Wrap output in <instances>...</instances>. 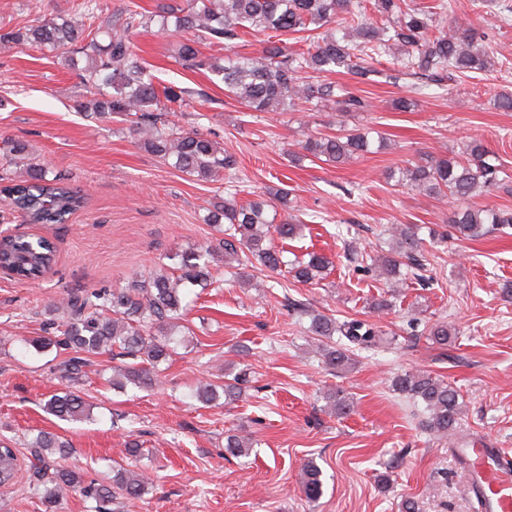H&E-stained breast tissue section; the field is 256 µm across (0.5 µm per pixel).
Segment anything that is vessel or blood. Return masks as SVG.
Listing matches in <instances>:
<instances>
[{"mask_svg":"<svg viewBox=\"0 0 512 512\" xmlns=\"http://www.w3.org/2000/svg\"><path fill=\"white\" fill-rule=\"evenodd\" d=\"M453 455L468 480L477 512H512V454L465 442Z\"/></svg>","mask_w":512,"mask_h":512,"instance_id":"b4317fda","label":"vessel or blood"}]
</instances>
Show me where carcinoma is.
Segmentation results:
<instances>
[{"label":"carcinoma","instance_id":"obj_1","mask_svg":"<svg viewBox=\"0 0 512 512\" xmlns=\"http://www.w3.org/2000/svg\"><path fill=\"white\" fill-rule=\"evenodd\" d=\"M70 17H35L27 25L0 34V43L30 44L46 48L71 61L80 54L87 60L82 79L99 90V98L84 106L89 116L114 115L136 117L135 131L140 145L148 152L202 181L223 176L233 180L236 158L218 143L200 133L183 131L170 119L169 105H186L189 91L176 84L157 86L145 75L133 50L131 33L146 28L152 16L142 12L136 0L106 18L100 0H74ZM406 0H374L376 13L393 18L389 26H380L366 10L353 6L352 0H185L183 5L161 4L162 18L174 19L175 30L185 36L178 59L189 68L204 69L224 83V91L256 112L285 111L297 105L335 99L344 113L363 112L367 101L346 87L323 79V75L343 69L363 83L376 73L370 65L374 56L385 50H399L400 67L440 83L445 75H467L490 70L494 66V46L472 24L460 25L448 17L452 34L430 35L450 6L417 3L404 9ZM251 30L266 36L261 50L251 56L232 51L240 34ZM318 35H313V32ZM342 36H337V33ZM306 34L307 48H288L284 37ZM202 44L224 46V57L203 55ZM371 141L364 133L345 135L317 132L302 143L303 156L325 158L344 163L355 155L370 152ZM506 177L497 156L479 138L467 140L452 157L442 156L410 163L388 173V179L406 185L424 195L450 194L457 198L480 195L497 187ZM0 196L21 211L30 224H64L81 209L84 197L61 183L47 178V172L31 166L24 178H5ZM287 192L278 190L271 197L238 203L229 193L214 204L208 221L224 225V264H235V278L245 281L254 263L276 270L284 265L283 251L270 237L294 240L302 236L305 225L293 214L277 219L278 204ZM452 229L463 238L477 240L488 233L512 228V211L485 208L457 211L451 218ZM424 241L415 225H405L392 236L385 254L374 257L349 244L345 259L354 272L369 273L372 268L402 285L406 278L422 283L432 279L425 270ZM212 246L186 250L172 256L177 277L154 274L147 280H134L114 290H78L49 305L61 311L65 320L55 326L58 339L32 340L37 350L58 346L70 353L59 364L62 377L74 379L84 373L89 357L105 350L118 349L134 362L115 370L112 386L130 383L149 387L155 383L160 365L176 353L173 335L187 329L183 324L186 290L203 286L213 279ZM0 260L16 271L20 281H37L55 261V246L44 237H6L0 244ZM332 261L317 252L289 263L294 282L317 285L324 279ZM309 332L318 337L317 353L330 369L347 371L356 364V351L373 349L383 341L382 330L368 319H346L311 312ZM432 343L445 346L452 336L446 324L428 330ZM239 375L224 379V385L203 383L195 398L209 403L224 393L231 403L241 396ZM392 390L422 404V428L437 436L456 434L461 420L460 392L444 380L423 372H406L393 378ZM332 412L341 416L351 410L341 390L327 395ZM48 414L60 420H82L89 406L73 391L53 395L46 404ZM225 450L236 457L247 456L253 439L239 434L226 436ZM29 490L38 499L42 512H58L69 493L80 494L95 502V512H106V505L119 500L141 498L153 481L145 470L114 471L112 482L86 479L84 470L53 460L71 453L69 443L53 433L42 431L29 450ZM20 468L16 449L0 448V486L8 487ZM321 470L314 461L304 466L302 489L306 498L317 501L322 495Z\"/></svg>","mask_w":512,"mask_h":512}]
</instances>
